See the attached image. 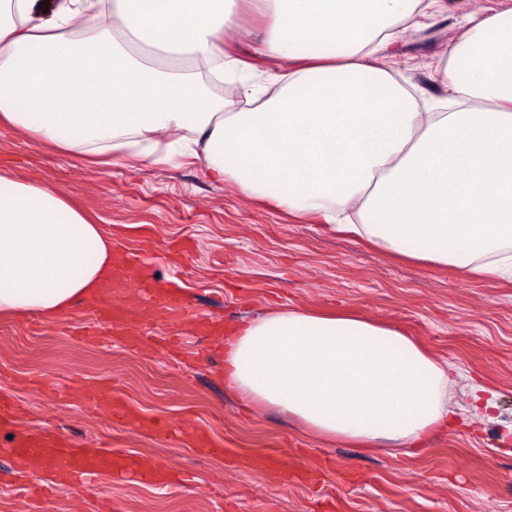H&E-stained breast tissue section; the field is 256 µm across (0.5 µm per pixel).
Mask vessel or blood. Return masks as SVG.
<instances>
[{
  "mask_svg": "<svg viewBox=\"0 0 512 512\" xmlns=\"http://www.w3.org/2000/svg\"><path fill=\"white\" fill-rule=\"evenodd\" d=\"M145 258L132 254L112 269V278L103 297L106 305L98 311L99 318L111 335L124 337L128 343L141 342L144 334L134 328L137 318L163 313L179 322L193 318L194 312L183 295L169 282L146 281L143 271ZM76 395L81 402L109 413L118 419H128L131 411L119 398L103 387L83 384ZM15 462L22 463L30 456H39L51 479L53 491L67 489L79 478L105 474L113 478L135 474L137 463L121 451L104 449L88 454L67 440L44 431L18 433L8 450Z\"/></svg>",
  "mask_w": 512,
  "mask_h": 512,
  "instance_id": "vessel-or-blood-1",
  "label": "vessel or blood"
}]
</instances>
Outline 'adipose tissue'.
Instances as JSON below:
<instances>
[{"label":"adipose tissue","instance_id":"1","mask_svg":"<svg viewBox=\"0 0 512 512\" xmlns=\"http://www.w3.org/2000/svg\"><path fill=\"white\" fill-rule=\"evenodd\" d=\"M274 93L226 54L235 0H0V128L66 151L205 174L459 279L512 277V7L468 15L427 98L387 66L402 24L446 0H251ZM240 82L235 112L209 85ZM55 189L0 174V317L94 303L119 257ZM224 383L319 437L414 457L493 407L399 327L352 311H268L224 331Z\"/></svg>","mask_w":512,"mask_h":512}]
</instances>
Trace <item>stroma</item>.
Here are the masks:
<instances>
[{
    "mask_svg": "<svg viewBox=\"0 0 512 512\" xmlns=\"http://www.w3.org/2000/svg\"><path fill=\"white\" fill-rule=\"evenodd\" d=\"M448 12L411 28L392 48L395 74L408 86L443 95L435 67L464 14L482 15L512 0H447ZM243 37L230 52L254 80L277 71L261 52L260 18L238 4ZM0 171L46 183L102 224L118 249L144 255L154 277L172 274L167 248L184 243L182 289L193 307L232 326L273 308L354 310L403 327L437 357L482 380L494 394L492 421L460 422L400 460L380 449L314 437L270 407L244 410L224 386V349L191 324L148 321L150 347L108 335L90 342L94 310L50 319L0 320V397L21 409L0 426V512H31L29 487L42 471L14 479L3 456L27 429L54 431L86 448H117L141 463L166 465L168 484L143 476L116 483L99 476L43 501L42 512H512V281H460L448 267L412 263L330 231L316 216L294 217L235 184L214 185L191 155L169 165L98 166L12 130H0ZM118 389L144 430L114 423L71 397L74 384ZM162 421L206 432L223 456L201 455L185 440L146 430ZM291 459L285 482L263 469L266 454Z\"/></svg>",
    "mask_w": 512,
    "mask_h": 512,
    "instance_id": "35a3bbf8",
    "label": "stroma"
}]
</instances>
